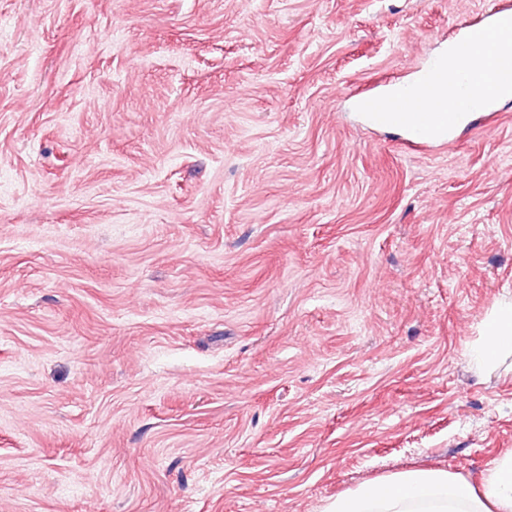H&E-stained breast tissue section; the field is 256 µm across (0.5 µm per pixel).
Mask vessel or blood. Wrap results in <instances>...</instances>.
Instances as JSON below:
<instances>
[{"instance_id":"obj_1","label":"vessel or blood","mask_w":512,"mask_h":512,"mask_svg":"<svg viewBox=\"0 0 512 512\" xmlns=\"http://www.w3.org/2000/svg\"><path fill=\"white\" fill-rule=\"evenodd\" d=\"M463 42L469 65L460 76V89L448 98L441 85L430 82L420 95H369L360 111L387 121H403L416 141H435L437 130L455 127L459 117L488 110L505 95L512 96V12L498 10L481 24L465 25Z\"/></svg>"}]
</instances>
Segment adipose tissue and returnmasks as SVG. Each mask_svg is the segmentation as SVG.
<instances>
[{
  "label": "adipose tissue",
  "mask_w": 512,
  "mask_h": 512,
  "mask_svg": "<svg viewBox=\"0 0 512 512\" xmlns=\"http://www.w3.org/2000/svg\"><path fill=\"white\" fill-rule=\"evenodd\" d=\"M512 356V300L496 304L470 349L478 373ZM325 512H512V453L492 458L479 477L419 467L362 484L337 496Z\"/></svg>",
  "instance_id": "obj_1"
}]
</instances>
